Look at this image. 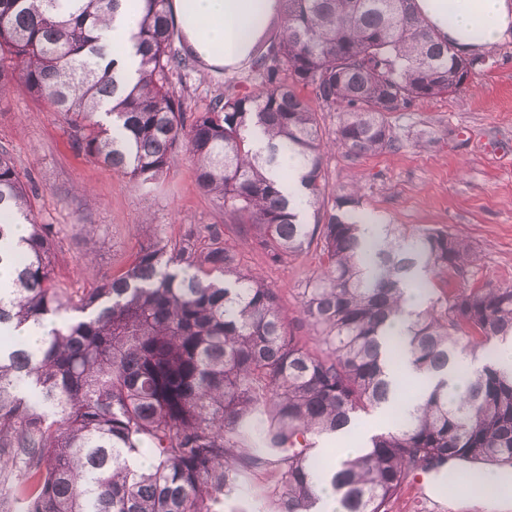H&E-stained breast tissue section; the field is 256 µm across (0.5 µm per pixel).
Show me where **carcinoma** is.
Instances as JSON below:
<instances>
[{
	"instance_id": "obj_1",
	"label": "carcinoma",
	"mask_w": 512,
	"mask_h": 512,
	"mask_svg": "<svg viewBox=\"0 0 512 512\" xmlns=\"http://www.w3.org/2000/svg\"><path fill=\"white\" fill-rule=\"evenodd\" d=\"M281 2L255 43L258 90L189 115L172 78L199 60L174 45L171 0H143L132 83L108 65L101 34L119 0H0V101L22 83L64 116L77 151L139 189L184 150L199 187L271 261L313 244L321 255L300 302L314 350L235 253L154 227L127 270L74 298L52 276L53 225L37 222L1 148L0 265L13 278L0 294V512H224V490L262 471L273 484L258 512L267 500L271 512H318L317 439L348 434L395 398L386 348L397 320L404 354L434 384L325 473L341 512H390L418 471L512 473V371L494 361L512 342V285L433 288L424 277L468 273L463 241L405 224L381 225L374 240L356 209H324L318 112H341L332 145L351 156L393 148L386 115L456 92L476 59L451 52L416 0ZM289 161L303 170L295 196L277 183ZM29 323L50 325L38 345L14 335ZM465 359L482 367L450 400L448 374ZM256 412L264 447L249 448L243 423ZM147 452L150 465L136 466Z\"/></svg>"
}]
</instances>
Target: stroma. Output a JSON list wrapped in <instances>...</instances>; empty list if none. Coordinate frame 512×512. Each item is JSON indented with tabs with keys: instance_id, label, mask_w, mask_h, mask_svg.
Returning <instances> with one entry per match:
<instances>
[{
	"instance_id": "obj_1",
	"label": "stroma",
	"mask_w": 512,
	"mask_h": 512,
	"mask_svg": "<svg viewBox=\"0 0 512 512\" xmlns=\"http://www.w3.org/2000/svg\"><path fill=\"white\" fill-rule=\"evenodd\" d=\"M485 65L456 93L427 98L389 115L403 146L362 157L329 150L322 159L327 196L356 193L364 214L385 224H414L447 231L471 249L467 278L452 289L512 285V38L484 52ZM185 112L205 111L217 96L244 94L257 81L249 64L216 74L199 65L172 79ZM0 146L24 179L32 181L38 223L55 225L59 245L54 277L74 293L125 271L148 231L160 225L178 241L201 226L213 234L199 248L219 241L243 271L275 289L294 316L293 332L309 348L316 337L298 311L301 291L320 269L316 248L268 260L252 235L226 217L203 193L194 166L178 154L168 178L151 191L77 152L60 113L15 87L0 103ZM407 482L391 512H512V501L488 504L481 497L429 494Z\"/></svg>"
}]
</instances>
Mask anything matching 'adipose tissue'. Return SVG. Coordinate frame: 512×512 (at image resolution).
Instances as JSON below:
<instances>
[{
	"label": "adipose tissue",
	"instance_id": "adipose-tissue-1",
	"mask_svg": "<svg viewBox=\"0 0 512 512\" xmlns=\"http://www.w3.org/2000/svg\"><path fill=\"white\" fill-rule=\"evenodd\" d=\"M417 7L460 53L512 37V0H417ZM141 8V0H121L103 32L112 43L118 73L130 80L137 76L138 59L129 50V40L138 28ZM279 8V0H173L175 24L190 51L214 67L231 68L247 61L258 34ZM447 491L501 501L512 498V477L489 470L465 478L452 474Z\"/></svg>",
	"mask_w": 512,
	"mask_h": 512
}]
</instances>
